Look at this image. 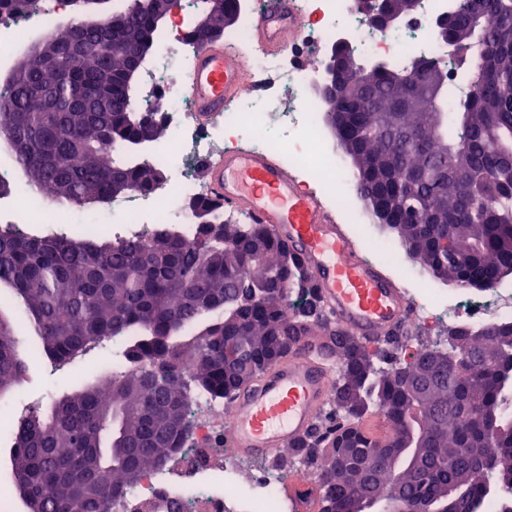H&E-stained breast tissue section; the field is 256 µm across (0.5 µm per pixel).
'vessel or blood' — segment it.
<instances>
[{"label": "vessel or blood", "instance_id": "vessel-or-blood-1", "mask_svg": "<svg viewBox=\"0 0 512 512\" xmlns=\"http://www.w3.org/2000/svg\"><path fill=\"white\" fill-rule=\"evenodd\" d=\"M300 27L294 0H266L253 32L268 52L278 53ZM246 73L235 48L211 43L199 51L187 92L201 123L223 112L240 93ZM201 167L213 199L246 213L252 223L273 225L301 250L323 302L344 328L373 340L407 322L410 303L404 292L360 254L333 215L271 154L233 148ZM330 375L312 356H291L236 393L228 433L235 452L266 458L302 438L330 397Z\"/></svg>", "mask_w": 512, "mask_h": 512}]
</instances>
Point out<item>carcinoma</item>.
Returning a JSON list of instances; mask_svg holds the SVG:
<instances>
[{"label": "carcinoma", "mask_w": 512, "mask_h": 512, "mask_svg": "<svg viewBox=\"0 0 512 512\" xmlns=\"http://www.w3.org/2000/svg\"><path fill=\"white\" fill-rule=\"evenodd\" d=\"M210 29L224 34L234 0L211 12ZM412 0H367V10L406 13ZM446 41L457 54L458 96L445 111L421 72L376 64L351 79L364 83L344 113L337 146L351 161L372 216L387 212L386 228L427 274L461 286L494 288L512 271V0H463ZM162 18L150 0H125L108 21L74 32H51L0 82V131L9 155L45 200L93 207L126 193L148 192L158 173L144 161L165 136L161 125L141 138L146 112L128 111L139 69ZM502 32L504 45L482 67L473 45ZM55 56V72L40 54ZM192 235L165 227L145 239L89 234L63 224L51 234L0 225V304L24 310L32 353L63 370L103 342L127 344L135 370L94 376L59 396L46 414L15 419L12 476L28 480L27 512H112V501L140 475L162 470L191 438L190 393L233 397L296 341L338 365L332 417L318 418L273 467L288 463L317 474L319 512H394L396 495L480 512L497 485L512 489V322L475 332L448 329V348H425L388 368L387 356L331 319L304 256L280 240L240 275V246L262 225L220 217L209 200L194 201ZM464 256L466 263L456 257ZM288 294V311L269 307L266 287ZM200 327L185 339L184 330ZM15 323L0 317V400L23 378ZM375 408L389 434L378 437L352 419ZM499 429L487 446L484 426ZM399 445L388 464L379 457L357 477L336 473L350 448Z\"/></svg>", "instance_id": "obj_1"}]
</instances>
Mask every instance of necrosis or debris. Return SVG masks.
<instances>
[{
	"instance_id": "4bbe7bcc",
	"label": "necrosis or debris",
	"mask_w": 512,
	"mask_h": 512,
	"mask_svg": "<svg viewBox=\"0 0 512 512\" xmlns=\"http://www.w3.org/2000/svg\"><path fill=\"white\" fill-rule=\"evenodd\" d=\"M195 2L180 0L179 12L158 36L155 50L139 74L137 109L145 112L156 102L166 104L160 118L167 136L146 157L148 164L162 170L163 178L151 192H130L96 214L91 220L93 228L127 211L147 215L164 211L176 223L190 224L189 202L206 194L197 176L198 164L230 143L279 150L295 170L313 175L323 184H340V208L347 222L355 225L359 236L370 235L371 218L357 204V184L342 158L326 144L323 104L315 91V81L323 77L331 49L342 41L370 64L382 59L398 65L417 59L447 64L453 58V49L438 39L433 24L438 17L458 10L461 0H418L416 10L395 32L370 29L359 0H295L303 26L295 56L308 58L305 66L296 64L295 57L271 55L253 45L252 21L264 4L262 0H235L237 26L225 31L224 42L249 48L248 87L225 106L221 122L205 127L192 117L186 87L197 51L183 26ZM65 9V0H40L36 12L21 11L0 19V45L17 48L22 31L55 26ZM410 304L411 325L432 329L445 320L479 328L512 319V292L503 288L491 289L479 300L458 295L443 308L432 305L424 292L418 291L411 295ZM192 411L191 441L208 450L207 463L175 478L146 474L133 491L114 501L113 512H138L143 503L161 497L168 500L171 512H285L287 502L281 486L271 482L265 472L251 478L263 490L259 496L225 481V474L236 469L239 462L223 456L228 417L223 402L201 397L193 403Z\"/></svg>"
}]
</instances>
